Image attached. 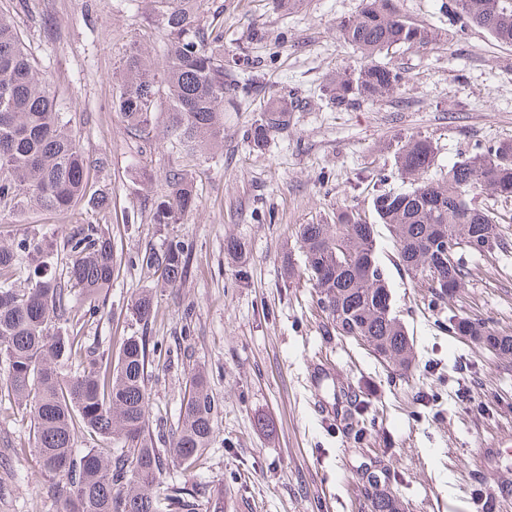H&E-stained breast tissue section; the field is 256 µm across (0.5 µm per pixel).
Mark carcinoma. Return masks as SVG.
I'll return each instance as SVG.
<instances>
[{
  "label": "carcinoma",
  "mask_w": 512,
  "mask_h": 512,
  "mask_svg": "<svg viewBox=\"0 0 512 512\" xmlns=\"http://www.w3.org/2000/svg\"><path fill=\"white\" fill-rule=\"evenodd\" d=\"M158 2L166 4L164 64L140 51L126 55L116 109L139 138L151 115L163 111L182 148L222 141L224 106L236 108L258 86L250 78L224 80L230 67L224 44L205 33L193 0ZM444 8L455 22L453 35L478 27L496 42L512 45V0H448ZM338 30L363 61L357 71L338 74L326 86L329 100L340 109L378 101L404 86L405 72L374 62L377 55L397 45L422 48L439 40L437 32L404 19L397 0H367ZM160 66L163 83L158 85L155 71ZM291 111L285 98L271 97L251 128L254 146L288 127ZM434 153L426 137H413L399 149L397 175L408 189L373 196L376 223L345 208L336 212L333 224L300 225L297 239L304 267L287 269V277L310 282L337 334L363 341L375 356L401 371L413 364V341L393 311L377 256L375 224L387 227L410 280L443 295L461 287L466 277L459 251L482 255L507 245L494 213L477 207L472 194L485 189L497 198L512 199V140L490 145L435 176L430 174ZM165 183L155 221L175 224L195 204L196 193L178 167L167 170ZM90 189L84 151L57 108L48 78L31 61L16 27L0 13V207L64 211ZM440 234L455 246L449 257L425 251ZM63 247L67 284L92 316L102 293L112 287L117 263L112 237L90 224L67 238ZM44 250V240L36 236L15 246L0 244V379L34 421L35 452L43 473L65 512H191L194 505L184 499L182 488L174 487L162 498L155 483L164 459L190 469L216 440L217 406L204 373L191 374L169 447H157L148 426L149 338L133 332L114 358L86 346L74 329H56L60 321L70 323L65 289L28 263ZM141 261L160 271L171 286L182 281L189 265L188 253L178 242L144 253ZM19 280L27 287L15 288ZM152 310L153 297L145 292L132 302L130 314L140 324ZM452 328L497 355L512 357V336L492 332L478 319L457 317ZM81 438L86 440L83 448L77 447ZM380 483L375 477L368 497L371 512H399L397 500Z\"/></svg>",
  "instance_id": "cac0c4a2"
}]
</instances>
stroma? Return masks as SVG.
Instances as JSON below:
<instances>
[{
  "instance_id": "35a3bbf8",
  "label": "stroma",
  "mask_w": 512,
  "mask_h": 512,
  "mask_svg": "<svg viewBox=\"0 0 512 512\" xmlns=\"http://www.w3.org/2000/svg\"><path fill=\"white\" fill-rule=\"evenodd\" d=\"M366 0H195L215 21L225 56H244V76L297 102L287 128L264 148L248 134L264 100L242 99L224 114V142L186 157L171 140L165 113L144 139L132 135L113 101L130 51L164 58L166 36L154 0H0L10 10L90 163V178L112 199L64 211L0 212V243L37 233L53 245L47 269L61 275L64 240L88 224L108 232L121 262L101 313L78 328L101 349H119L133 331L128 308L152 289L146 334L152 429L177 422L186 382L208 373L217 402V439L188 470L165 463L156 489L181 487L196 512H367L371 473L401 512H512L491 502L500 476H512V358L453 334L467 315L512 334V200L474 199L497 215L507 248L463 253L462 288L439 296L415 287L390 235L376 238L394 310L414 343L415 364L400 372L362 342L327 332V317L305 280L296 231L331 224L341 208L372 213L376 190H399L395 154L412 137L430 139L435 166L512 140V46L478 28L453 37L443 0H399L418 25L449 34L425 49L397 46L382 62L406 71L393 96L337 109L322 95L329 76L361 60L338 33ZM172 167L193 176L197 204L178 224L154 221ZM182 241L188 273L177 286L140 257ZM237 240L242 262L226 252ZM355 389L366 410L358 424L322 422L314 400L337 408ZM0 512H63L34 452V428L0 387Z\"/></svg>"
}]
</instances>
